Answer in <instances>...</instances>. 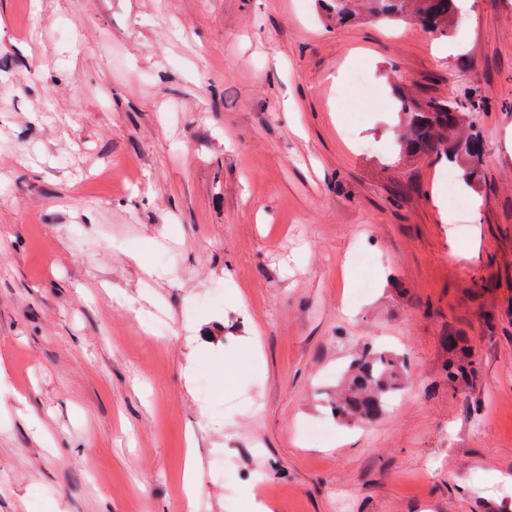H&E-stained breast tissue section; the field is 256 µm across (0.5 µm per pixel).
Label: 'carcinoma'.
<instances>
[{
	"label": "carcinoma",
	"instance_id": "cac0c4a2",
	"mask_svg": "<svg viewBox=\"0 0 512 512\" xmlns=\"http://www.w3.org/2000/svg\"><path fill=\"white\" fill-rule=\"evenodd\" d=\"M329 19L350 21L356 11L353 0H319ZM369 18L400 23L409 19L441 38L454 29L459 6L456 0H366ZM479 102H462L449 96L426 94L418 99L403 90L395 110L404 128L396 142L398 157L433 155L459 168L465 186L484 177V146L478 132L460 130L466 116L479 112ZM402 363L382 351L364 350L347 371L345 395L336 401V415L348 421H369L379 415L403 389Z\"/></svg>",
	"mask_w": 512,
	"mask_h": 512
}]
</instances>
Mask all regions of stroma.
I'll list each match as a JSON object with an SVG mask.
<instances>
[{"label":"stroma","instance_id":"1","mask_svg":"<svg viewBox=\"0 0 512 512\" xmlns=\"http://www.w3.org/2000/svg\"><path fill=\"white\" fill-rule=\"evenodd\" d=\"M396 83L482 100L466 207L433 157L387 166ZM0 87V512H512V0L448 39L0 0ZM366 347L409 382L353 425Z\"/></svg>","mask_w":512,"mask_h":512}]
</instances>
